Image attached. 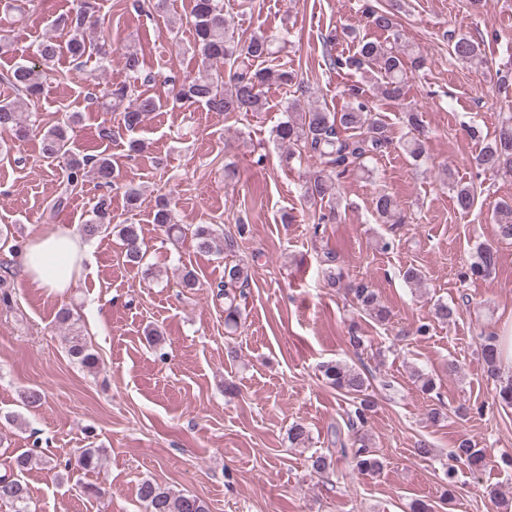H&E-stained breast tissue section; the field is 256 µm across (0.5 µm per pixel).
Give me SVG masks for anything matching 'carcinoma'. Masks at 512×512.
Wrapping results in <instances>:
<instances>
[{"label":"carcinoma","instance_id":"carcinoma-1","mask_svg":"<svg viewBox=\"0 0 512 512\" xmlns=\"http://www.w3.org/2000/svg\"><path fill=\"white\" fill-rule=\"evenodd\" d=\"M96 12L97 0H80L75 14L62 17L57 22L68 32L65 44L61 45L52 38L42 40L32 49L29 59L15 64L0 76V81L15 92L12 99H0L1 132L25 136L39 130L32 103L47 82L52 63L62 54L68 55L79 73L83 71L86 57L97 58L103 67L111 62L108 40L103 36L90 40L86 36L87 25ZM365 17L369 27L389 33L390 40L380 42L363 38L354 56L345 59L331 56L329 65L336 70L353 67L377 77V92L390 101L402 103L409 79L421 70L424 59L402 43L395 12L369 6ZM189 25L193 32V53L207 75L186 77L174 84V98L182 105L246 118L264 111V88L269 82L302 87L298 73L273 66L272 37L256 32L245 39L233 36L230 21L224 15L223 0H195ZM447 37L451 55L457 61L469 64L483 61L480 42L458 36L453 31L448 32ZM364 93L360 86L349 88L350 101L340 112L305 104L296 98L288 102V119L275 127V139L288 145L291 154L304 155L316 163L317 170L305 181L303 198L307 204L323 210L318 217L320 224L336 222V200L341 179L365 167L369 159L393 145L388 125L369 104ZM103 105L121 111L122 124L128 132L135 131L148 113L162 108L160 99L145 92L134 94L125 84L106 90ZM403 119L411 133V137L403 142V149L413 161L418 162L426 154L422 114L407 105ZM70 131L69 122L46 130L41 136V154L53 161L60 158L66 161L65 189H75L84 177L92 174L99 187L106 190L94 205L92 217L82 225L83 235L92 237L107 231L117 234L124 244L125 262L133 267L141 266L144 252L138 225L112 224L109 191L116 185L117 175L111 159L106 156L81 157L74 153ZM473 164L482 173H512V117L501 123L494 139L473 158ZM452 191L456 207L464 213L470 212L477 200L476 187L471 183L456 182L452 184ZM374 212L381 224L404 223L396 199L385 190L376 196ZM493 222L499 239L512 240V203H499ZM154 223L170 238L178 241L189 236L199 249L214 250L227 257L235 256L237 236L246 232L244 224L236 225L235 235L230 232L218 235L209 224L180 226L174 220L170 200L164 195L157 200ZM496 261V248L490 243H479L474 247L464 276L485 277L491 273ZM326 262L324 273L329 287L345 289L356 309L372 320L382 324L390 319V311L381 303L375 289L363 282H343L342 274L333 267L336 255L327 254ZM249 286L247 264L242 261L224 264V280L216 287L219 288L218 294L224 295V325L234 332L242 325L238 300L246 298ZM69 343L71 357L90 371L97 368V356L81 337L73 336ZM480 354L487 377L499 382L498 400L511 407L512 379L506 383L501 381L498 337L492 334L482 337ZM321 372L330 385L353 398L348 425L357 432V436L349 445L339 442L340 448L336 452L351 458L362 474L378 472L383 463L360 434L374 407V399L367 393L371 385L369 376L341 361L322 364ZM449 457L471 470H478L486 464L485 451L465 436L456 440ZM34 461L33 453L23 452L11 459L4 472L0 473V503L10 505L14 512H30V492L23 473ZM101 464L102 453L97 448H84L75 461L66 462L68 467L74 465L87 472L99 470ZM138 496L146 512H208L206 504L197 496L175 494L148 479L139 484Z\"/></svg>","mask_w":512,"mask_h":512}]
</instances>
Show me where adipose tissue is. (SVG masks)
Returning <instances> with one entry per match:
<instances>
[{
	"label": "adipose tissue",
	"mask_w": 512,
	"mask_h": 512,
	"mask_svg": "<svg viewBox=\"0 0 512 512\" xmlns=\"http://www.w3.org/2000/svg\"><path fill=\"white\" fill-rule=\"evenodd\" d=\"M84 251L74 229L60 226L28 243L21 255L20 268L36 287L62 294L71 287Z\"/></svg>",
	"instance_id": "ef3b65f1"
}]
</instances>
